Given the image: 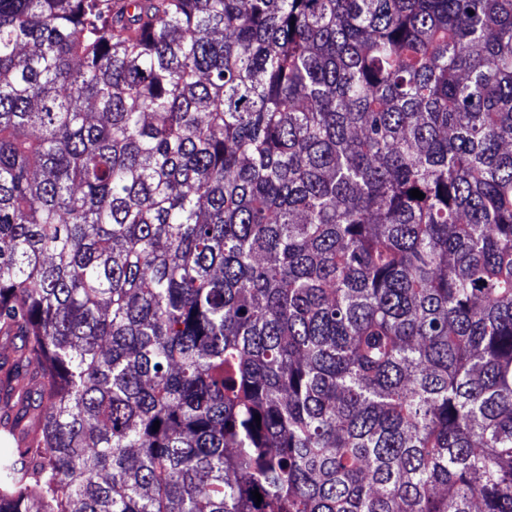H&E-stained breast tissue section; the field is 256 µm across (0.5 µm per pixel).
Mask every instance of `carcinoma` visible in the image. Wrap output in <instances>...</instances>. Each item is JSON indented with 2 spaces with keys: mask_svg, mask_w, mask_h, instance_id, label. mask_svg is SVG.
<instances>
[{
  "mask_svg": "<svg viewBox=\"0 0 512 512\" xmlns=\"http://www.w3.org/2000/svg\"><path fill=\"white\" fill-rule=\"evenodd\" d=\"M0 342V512H512V0H0Z\"/></svg>",
  "mask_w": 512,
  "mask_h": 512,
  "instance_id": "cac0c4a2",
  "label": "carcinoma"
}]
</instances>
